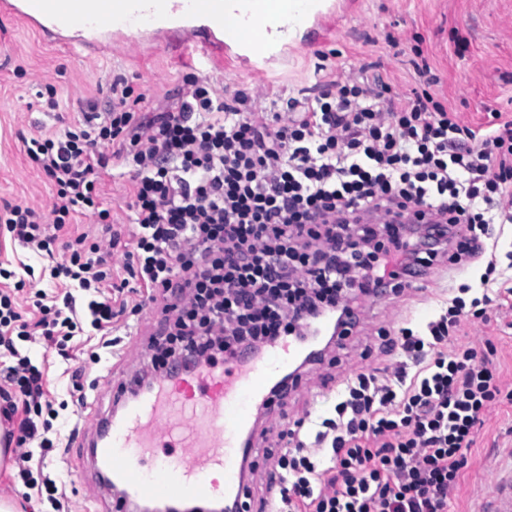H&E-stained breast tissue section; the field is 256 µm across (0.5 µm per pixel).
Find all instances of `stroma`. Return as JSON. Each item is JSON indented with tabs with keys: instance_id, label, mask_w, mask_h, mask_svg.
I'll use <instances>...</instances> for the list:
<instances>
[{
	"instance_id": "1",
	"label": "stroma",
	"mask_w": 512,
	"mask_h": 512,
	"mask_svg": "<svg viewBox=\"0 0 512 512\" xmlns=\"http://www.w3.org/2000/svg\"><path fill=\"white\" fill-rule=\"evenodd\" d=\"M330 16L313 21L300 39L290 43L288 60L253 76L233 61L223 76H211L217 89H247L256 106L273 111L288 97L317 94L337 74L357 75L377 66L393 93L411 94L420 81L412 62L422 56L439 82L431 93L456 110L461 122L485 128L490 111L512 119V0H332ZM195 62L178 59L164 40L148 38L141 45L126 44L111 55L87 59L78 52L52 45L22 21L0 14V207L22 204L48 210L52 186L28 158L22 140L76 120L87 103L106 107L108 87L116 77L128 80L144 94V111L168 106L185 90L187 76L198 74ZM53 85L61 103L59 116L42 112L37 93ZM473 283V276L451 277L431 269L424 289L400 297L368 299L359 330L337 351L336 363L312 369L288 399V416L306 411H328L336 402L338 385L352 371L375 366L379 357L374 336L405 316L420 329L448 296L450 281ZM159 309L146 307L125 313L113 325L124 339V355L116 374L130 375L149 355L147 337L161 324ZM471 341L492 340L497 348L493 364L505 389L512 390V308L491 313L490 323L465 326ZM33 364L44 367L50 399L65 403L51 418L47 433L54 443L47 453L45 474L61 481L65 496L54 506L44 495L32 494L17 469H0V497L16 503L18 512H94L105 490L83 444L95 433L93 424L80 420V407L53 351L38 345L27 349ZM471 456L448 512H477L494 491L497 471L512 468V403L492 405L483 417Z\"/></svg>"
}]
</instances>
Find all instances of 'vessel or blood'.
Instances as JSON below:
<instances>
[{
    "label": "vessel or blood",
    "instance_id": "1",
    "mask_svg": "<svg viewBox=\"0 0 512 512\" xmlns=\"http://www.w3.org/2000/svg\"><path fill=\"white\" fill-rule=\"evenodd\" d=\"M246 33L224 28V0H0L16 17L56 44L92 54L111 51L128 35L149 32L194 56L208 71H223L232 52L253 56L251 72L282 55L261 36L271 26L264 0H242ZM308 336H291L259 356L237 355L184 377L158 379L154 390L126 404L90 444L99 474L122 486L136 503L224 502L247 512L253 494L247 466L255 456L245 436L254 410L272 397L278 377L311 354ZM478 512H512V471Z\"/></svg>",
    "mask_w": 512,
    "mask_h": 512
}]
</instances>
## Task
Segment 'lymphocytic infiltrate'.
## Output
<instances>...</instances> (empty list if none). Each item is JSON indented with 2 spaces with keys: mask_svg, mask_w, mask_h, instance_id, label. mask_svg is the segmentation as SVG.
I'll return each mask as SVG.
<instances>
[{
  "mask_svg": "<svg viewBox=\"0 0 512 512\" xmlns=\"http://www.w3.org/2000/svg\"><path fill=\"white\" fill-rule=\"evenodd\" d=\"M174 106L144 115L123 78L105 109L25 140L53 186L49 212L5 205L0 225L37 257L54 245L48 289L33 317L17 309L26 282L0 291V415L18 418V475L30 481L31 442L51 447L35 421L45 373L16 343L55 351L75 392L84 365L75 338L94 331L117 354L119 315L106 288H132L138 306L160 308L163 339L133 386L183 369L257 353L286 336L323 328V346L360 322L362 298L399 294L436 265L480 263L424 333L379 329L381 362L349 375L313 442L304 419L278 431L283 448L266 474L260 507L275 512H448L485 411L503 392L493 343L463 340L471 319L512 298V277L493 227L512 224V119L486 133L461 123L429 90L392 94L381 75L336 79L285 111H258L242 90L218 92L191 76ZM130 175V240L112 228L103 175ZM90 215L108 240L72 234ZM122 250L125 279L112 282Z\"/></svg>",
  "mask_w": 512,
  "mask_h": 512,
  "instance_id": "lymphocytic-infiltrate-1",
  "label": "lymphocytic infiltrate"
}]
</instances>
